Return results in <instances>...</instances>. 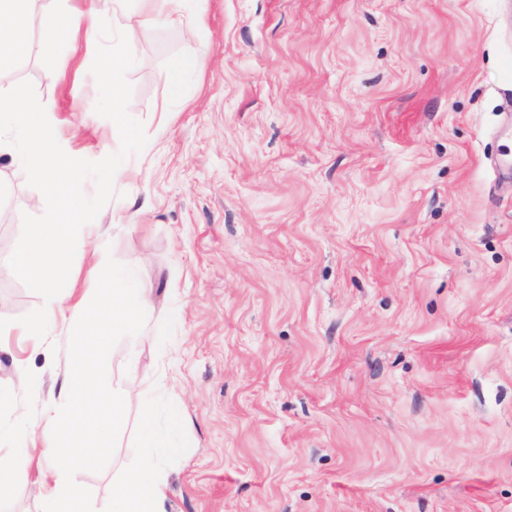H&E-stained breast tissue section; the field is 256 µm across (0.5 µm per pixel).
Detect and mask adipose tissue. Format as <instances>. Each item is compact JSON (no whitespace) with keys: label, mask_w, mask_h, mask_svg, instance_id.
I'll return each mask as SVG.
<instances>
[{"label":"adipose tissue","mask_w":512,"mask_h":512,"mask_svg":"<svg viewBox=\"0 0 512 512\" xmlns=\"http://www.w3.org/2000/svg\"><path fill=\"white\" fill-rule=\"evenodd\" d=\"M141 11L127 13L123 37L113 43L102 58L103 72L126 67L130 61L128 47L139 29L153 19L172 20L190 9L203 15L206 0H142ZM29 0H0V62L15 57L29 48L27 6ZM141 445L146 453L140 464L127 472L112 488V512H161L165 485L159 475L160 458L172 449L167 433L158 427V407L154 401L140 404Z\"/></svg>","instance_id":"ef3b65f1"}]
</instances>
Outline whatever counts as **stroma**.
I'll list each match as a JSON object with an SVG mask.
<instances>
[{"instance_id": "35a3bbf8", "label": "stroma", "mask_w": 512, "mask_h": 512, "mask_svg": "<svg viewBox=\"0 0 512 512\" xmlns=\"http://www.w3.org/2000/svg\"><path fill=\"white\" fill-rule=\"evenodd\" d=\"M72 3L31 0L0 88L31 81L63 150L97 161L120 148L99 39L40 24ZM131 50L149 142L65 290L111 257L157 292L108 379L165 410L163 512H512V0H208ZM42 198L0 155L1 456L64 401L75 319L30 336L42 299L7 265ZM140 438L133 403L108 467L75 476L94 512ZM28 448L0 512H42L53 487Z\"/></svg>"}]
</instances>
